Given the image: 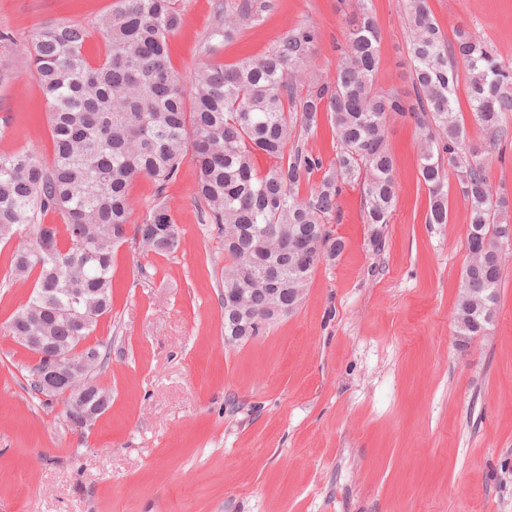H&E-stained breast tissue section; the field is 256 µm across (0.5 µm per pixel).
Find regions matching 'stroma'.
Segmentation results:
<instances>
[{
  "label": "stroma",
  "mask_w": 512,
  "mask_h": 512,
  "mask_svg": "<svg viewBox=\"0 0 512 512\" xmlns=\"http://www.w3.org/2000/svg\"><path fill=\"white\" fill-rule=\"evenodd\" d=\"M113 0H0V152L52 154L47 106L28 43L61 21L94 28ZM220 0H179L170 37L183 80L208 57ZM405 0H373L381 30L376 84L408 87ZM447 36L464 30L512 56V0H428ZM344 0H273L266 21L219 60L262 56L288 30L317 31L311 61L334 81ZM387 144L398 198L391 220H363L345 186L331 227L344 249L317 265L303 300L261 336L224 341V251L194 201L183 163L164 202L183 230L171 255L118 247L112 309L88 344L111 342L95 376L112 393L92 429L29 390L35 357L8 320L32 283L7 276L20 228L0 243V512H512V253L497 316L458 347L453 313L467 259L466 204L448 179V221H426L413 123Z\"/></svg>",
  "instance_id": "35a3bbf8"
}]
</instances>
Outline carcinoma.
I'll use <instances>...</instances> for the list:
<instances>
[{"instance_id":"obj_1","label":"carcinoma","mask_w":512,"mask_h":512,"mask_svg":"<svg viewBox=\"0 0 512 512\" xmlns=\"http://www.w3.org/2000/svg\"><path fill=\"white\" fill-rule=\"evenodd\" d=\"M270 9V0L224 4L206 53L215 56L242 30L262 24ZM405 24L406 92L375 83L381 32L372 0H357L332 82L309 65L316 32L307 25L288 31L264 56L230 65L212 60L181 84L168 50L181 25L175 0H113L96 23L104 52L94 62L83 51L85 27L65 21L35 32L28 52L48 108L53 153L48 161L28 149L0 153V242L21 226L33 228L31 242L10 256L11 277L34 278L28 300L11 316L12 335L43 336L48 349L74 350L111 311L112 252L128 231L145 252L180 248L182 229L159 196L142 222L131 224L129 189L139 177L164 186L187 158L196 169L201 216L224 239V290L247 289L239 306L224 309V335L238 343L262 335L298 307L317 264L341 254L343 242L329 224L343 185L359 181L364 223H390L398 183L386 134L396 117L410 119L419 134L426 223H448L444 188L447 169L455 172L468 208L456 335L485 333L481 311H497L500 252L512 243L502 221L512 196L493 189L477 159L481 149L467 142L454 94L462 66L472 115L488 146H496L512 112V58L494 56L465 31L448 42L427 0H406ZM323 119L336 139L328 162L304 143ZM258 152L272 160L262 173L253 161ZM48 213L62 225L40 223ZM73 296L75 307L95 319L59 314ZM106 349L86 348L85 378L104 364ZM110 404V394L92 387L64 402L65 416L97 418Z\"/></svg>"}]
</instances>
